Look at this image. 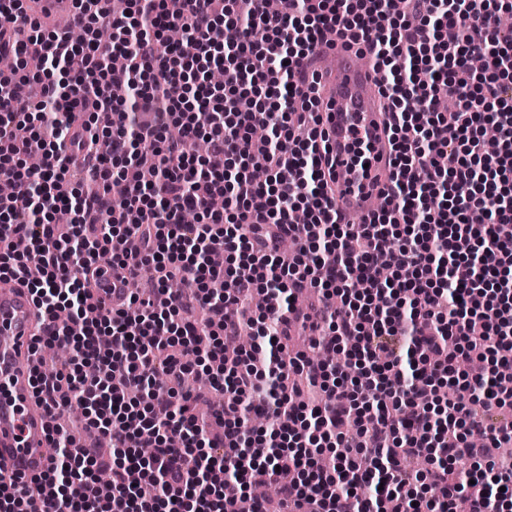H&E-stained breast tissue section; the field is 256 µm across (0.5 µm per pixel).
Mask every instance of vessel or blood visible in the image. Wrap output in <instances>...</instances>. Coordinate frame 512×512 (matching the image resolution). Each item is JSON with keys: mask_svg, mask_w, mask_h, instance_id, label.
<instances>
[{"mask_svg": "<svg viewBox=\"0 0 512 512\" xmlns=\"http://www.w3.org/2000/svg\"><path fill=\"white\" fill-rule=\"evenodd\" d=\"M97 8L96 0L82 8L75 0H28L26 13L59 31ZM331 54L336 65L322 81L320 113L338 175L335 208L340 220L361 219L374 209L390 175L385 116L374 69L359 63L345 40H338ZM92 301L111 307V267H102ZM37 333L38 312L27 287L14 279L0 281V473L22 480L47 468L53 418L35 401L27 365Z\"/></svg>", "mask_w": 512, "mask_h": 512, "instance_id": "vessel-or-blood-1", "label": "vessel or blood"}]
</instances>
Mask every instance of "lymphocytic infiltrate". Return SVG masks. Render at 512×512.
<instances>
[{
	"instance_id": "obj_1",
	"label": "lymphocytic infiltrate",
	"mask_w": 512,
	"mask_h": 512,
	"mask_svg": "<svg viewBox=\"0 0 512 512\" xmlns=\"http://www.w3.org/2000/svg\"><path fill=\"white\" fill-rule=\"evenodd\" d=\"M405 3L279 0L270 13L259 0H125L89 15L77 44L28 21L23 0H0V56L16 64L0 74V180L13 186L0 278L25 280L46 323L32 346L38 403L80 406L113 451L103 459L53 422L48 468L0 476V512L40 497L52 512H268L251 485L282 468L291 512L512 504V470L492 460L512 446V420H487L512 409V31L498 24L512 0ZM173 28L181 42L166 40ZM329 33L383 75L391 176L358 224L338 222L323 170L310 63ZM100 248L130 289L112 310L89 300ZM146 268L157 289L143 298ZM294 321L323 330L321 365L290 352ZM245 333L251 348L213 371ZM48 343L70 359L45 369ZM473 356L487 369L460 370ZM190 375L223 392L211 416L184 392ZM462 457L472 465L455 471Z\"/></svg>"
}]
</instances>
